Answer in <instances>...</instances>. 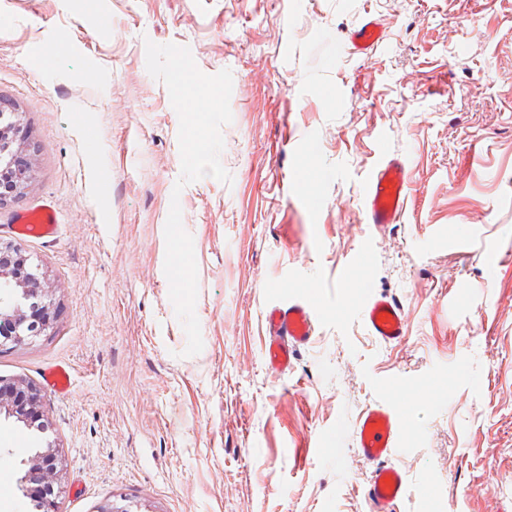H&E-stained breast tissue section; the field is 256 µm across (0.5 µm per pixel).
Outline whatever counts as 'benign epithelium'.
<instances>
[{
	"label": "benign epithelium",
	"mask_w": 512,
	"mask_h": 512,
	"mask_svg": "<svg viewBox=\"0 0 512 512\" xmlns=\"http://www.w3.org/2000/svg\"><path fill=\"white\" fill-rule=\"evenodd\" d=\"M0 175L13 180L14 190L26 183V170L11 150L9 133L0 131ZM53 305L39 296L36 269L28 264L22 246L0 244V350L24 343L52 328ZM24 424L43 417V394L36 384L24 379L0 378V413ZM64 477V463L57 448H46L29 459L23 482L38 484L37 512H58L56 490Z\"/></svg>",
	"instance_id": "obj_1"
}]
</instances>
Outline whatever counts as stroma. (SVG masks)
Masks as SVG:
<instances>
[{
  "mask_svg": "<svg viewBox=\"0 0 512 512\" xmlns=\"http://www.w3.org/2000/svg\"><path fill=\"white\" fill-rule=\"evenodd\" d=\"M369 18L382 43L344 50ZM149 41L233 74L232 181L179 199L192 357L164 273L179 119ZM0 109L30 166L0 240L57 309L0 352V377L43 386L49 425L0 415V512H35L21 479L49 444L58 512H368L352 432L376 402L403 424L396 512H512V0H0ZM384 152L411 186L378 229L360 192ZM46 203L56 233L20 239L16 215ZM363 282L402 303V342L367 331ZM289 297L315 335L274 375L264 311ZM56 365L67 392L45 386Z\"/></svg>",
  "mask_w": 512,
  "mask_h": 512,
  "instance_id": "obj_1",
  "label": "stroma"
}]
</instances>
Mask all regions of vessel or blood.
Masks as SVG:
<instances>
[{"label": "vessel or blood", "instance_id": "b4317fda", "mask_svg": "<svg viewBox=\"0 0 512 512\" xmlns=\"http://www.w3.org/2000/svg\"><path fill=\"white\" fill-rule=\"evenodd\" d=\"M383 33L384 26L379 20H365L351 31L347 46L355 53L372 50L382 42ZM409 185V171L399 159H384L369 171L362 197L369 223L377 227L399 223L406 208ZM56 228L54 207L44 205L22 214L16 230L24 237L47 238ZM361 311L368 330L379 340L394 343L405 338L406 315L399 301L367 286L362 291ZM265 322L268 329L265 363L273 372H285L296 348L311 342L316 316L304 302L291 300L271 306ZM401 428L399 416L380 403L366 407L356 420L353 429L356 446L363 459L373 465L365 491L369 512H396L405 493L401 471L388 463L398 449Z\"/></svg>", "mask_w": 512, "mask_h": 512}]
</instances>
